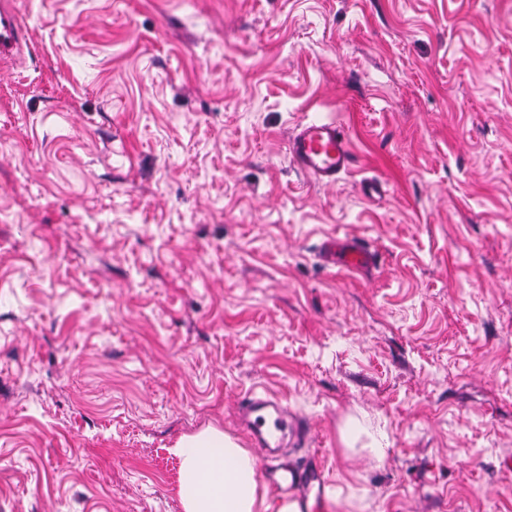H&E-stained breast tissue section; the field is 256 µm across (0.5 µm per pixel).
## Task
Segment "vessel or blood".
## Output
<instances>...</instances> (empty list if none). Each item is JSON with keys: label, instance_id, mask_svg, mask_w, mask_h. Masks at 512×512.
<instances>
[{"label": "vessel or blood", "instance_id": "1", "mask_svg": "<svg viewBox=\"0 0 512 512\" xmlns=\"http://www.w3.org/2000/svg\"><path fill=\"white\" fill-rule=\"evenodd\" d=\"M25 31L14 0H0V67L10 68L20 61ZM288 156L293 166L316 182L329 186L350 171L354 151L345 128L338 122L310 120L296 128L288 139ZM325 262L349 271H360L371 264L373 255L364 245L336 238L322 244ZM240 419L247 424L254 444L262 453L273 454L286 434H298L300 423L287 406L274 397L251 394L238 406ZM315 478L314 472L283 468L277 481L283 492H293Z\"/></svg>", "mask_w": 512, "mask_h": 512}]
</instances>
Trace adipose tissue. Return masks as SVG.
<instances>
[{"instance_id":"obj_1","label":"adipose tissue","mask_w":512,"mask_h":512,"mask_svg":"<svg viewBox=\"0 0 512 512\" xmlns=\"http://www.w3.org/2000/svg\"><path fill=\"white\" fill-rule=\"evenodd\" d=\"M173 452L183 512H301L298 502L272 497L250 451L218 429L181 437Z\"/></svg>"}]
</instances>
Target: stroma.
Segmentation results:
<instances>
[{
    "mask_svg": "<svg viewBox=\"0 0 512 512\" xmlns=\"http://www.w3.org/2000/svg\"><path fill=\"white\" fill-rule=\"evenodd\" d=\"M17 8L0 512H183L175 442L250 447L253 392L308 419L314 512H512V0ZM314 119L350 127L332 186L287 153ZM322 257L325 262L348 271H361L373 260V254L364 245L335 237L327 238L322 243Z\"/></svg>",
    "mask_w": 512,
    "mask_h": 512,
    "instance_id": "obj_1",
    "label": "stroma"
}]
</instances>
